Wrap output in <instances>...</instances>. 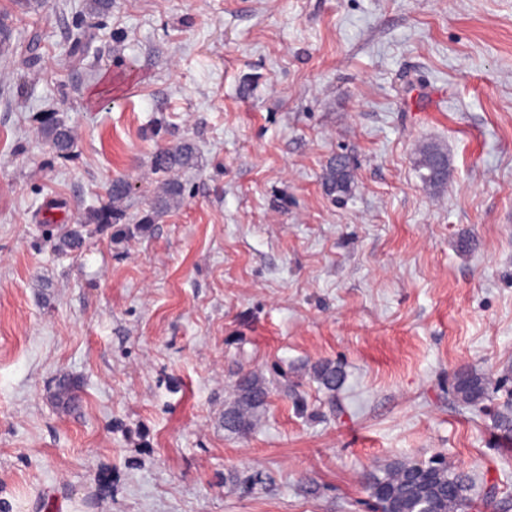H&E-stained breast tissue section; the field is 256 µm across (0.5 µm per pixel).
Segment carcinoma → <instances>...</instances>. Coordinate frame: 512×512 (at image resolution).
Listing matches in <instances>:
<instances>
[{
  "mask_svg": "<svg viewBox=\"0 0 512 512\" xmlns=\"http://www.w3.org/2000/svg\"><path fill=\"white\" fill-rule=\"evenodd\" d=\"M67 54L81 62L85 58L88 43L94 33L83 24L76 25ZM44 145L56 154H68L75 145L73 130L66 124L50 119L41 129ZM196 155L193 142L184 140L179 144L158 151L152 158V169L165 176L163 187L156 196L150 213L140 221L139 227L154 222V216L181 201L182 187L174 173L192 163ZM419 169L424 171L423 180L433 186L442 183L447 174V160L444 154L428 148L420 156ZM351 172L339 166L329 175L334 189L345 192L351 183ZM130 193V187L122 178L112 180L108 188L111 203L88 210L80 224H68L51 240V248L58 256L78 254L85 247L93 233L91 226L113 224L120 206ZM319 383L334 393L344 382L341 368L332 363L320 364L316 369ZM455 391L465 405L475 407L490 397L489 383L484 374L475 370H464L456 377ZM269 397V382L257 374H249L236 384V398L231 406L224 409V430L231 434H245L265 409ZM56 400L68 407L76 400V386L69 380L59 382ZM368 489L375 499L380 512H469L471 482L468 476L448 466L442 457L428 461H396L383 470L381 475L368 478Z\"/></svg>",
  "mask_w": 512,
  "mask_h": 512,
  "instance_id": "carcinoma-1",
  "label": "carcinoma"
}]
</instances>
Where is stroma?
Masks as SVG:
<instances>
[{"label": "stroma", "instance_id": "1", "mask_svg": "<svg viewBox=\"0 0 512 512\" xmlns=\"http://www.w3.org/2000/svg\"><path fill=\"white\" fill-rule=\"evenodd\" d=\"M83 3L0 0V512H377L366 474L438 454L512 512V0ZM50 114L70 155L41 141ZM185 139L181 204L138 230L154 154ZM117 175L118 227L53 255L46 230ZM463 369L492 382L482 409ZM248 372L273 389L235 435ZM418 166L422 173L423 180L433 186L442 183L447 174V160L444 154L437 149L428 148L420 156ZM316 377L319 383L328 391L335 393L344 382V374L341 368L326 362L316 369ZM455 391L465 405L475 407L490 397L489 383L484 374L476 370H463L456 377Z\"/></svg>", "mask_w": 512, "mask_h": 512}]
</instances>
